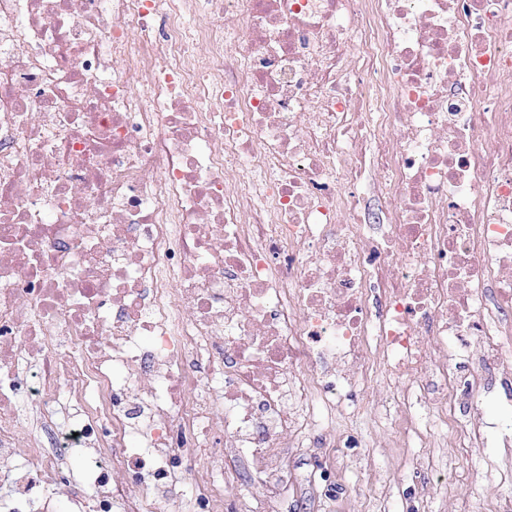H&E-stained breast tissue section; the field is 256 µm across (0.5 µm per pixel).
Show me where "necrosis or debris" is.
<instances>
[{
    "mask_svg": "<svg viewBox=\"0 0 512 512\" xmlns=\"http://www.w3.org/2000/svg\"><path fill=\"white\" fill-rule=\"evenodd\" d=\"M511 382L512 0H0V512H270Z\"/></svg>",
    "mask_w": 512,
    "mask_h": 512,
    "instance_id": "necrosis-or-debris-1",
    "label": "necrosis or debris"
}]
</instances>
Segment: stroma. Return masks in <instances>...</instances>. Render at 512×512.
<instances>
[{"instance_id":"35a3bbf8","label":"stroma","mask_w":512,"mask_h":512,"mask_svg":"<svg viewBox=\"0 0 512 512\" xmlns=\"http://www.w3.org/2000/svg\"><path fill=\"white\" fill-rule=\"evenodd\" d=\"M347 444L293 459L295 497L272 512H479L482 502L512 498V481L490 463L493 448H432V468L416 465L395 446V433L374 427L370 414L346 421ZM432 489L421 503V485Z\"/></svg>"}]
</instances>
